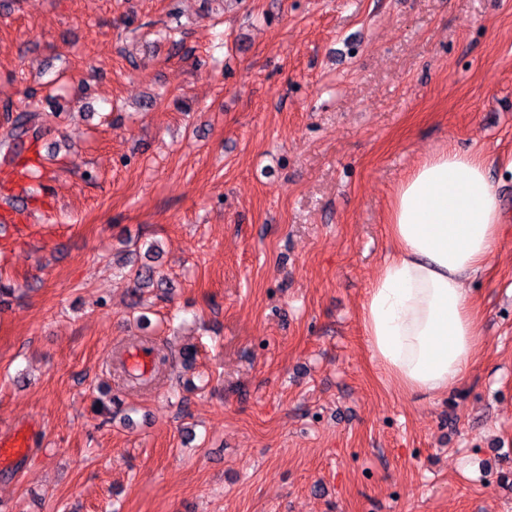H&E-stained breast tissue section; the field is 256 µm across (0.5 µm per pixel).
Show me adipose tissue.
<instances>
[{
  "label": "adipose tissue",
  "instance_id": "obj_1",
  "mask_svg": "<svg viewBox=\"0 0 512 512\" xmlns=\"http://www.w3.org/2000/svg\"><path fill=\"white\" fill-rule=\"evenodd\" d=\"M501 224L479 152L436 150L397 185L393 251L366 291L361 322L372 359L403 391L438 395L463 379L479 336L465 283L485 269Z\"/></svg>",
  "mask_w": 512,
  "mask_h": 512
}]
</instances>
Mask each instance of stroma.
I'll list each match as a JSON object with an SVG mask.
<instances>
[{"label":"stroma","mask_w":512,"mask_h":512,"mask_svg":"<svg viewBox=\"0 0 512 512\" xmlns=\"http://www.w3.org/2000/svg\"><path fill=\"white\" fill-rule=\"evenodd\" d=\"M5 102L58 118L26 221L0 159V512H512V0H0ZM448 145L500 239L478 355L408 394L360 308ZM141 343L194 345L192 385L131 379Z\"/></svg>","instance_id":"obj_1"}]
</instances>
